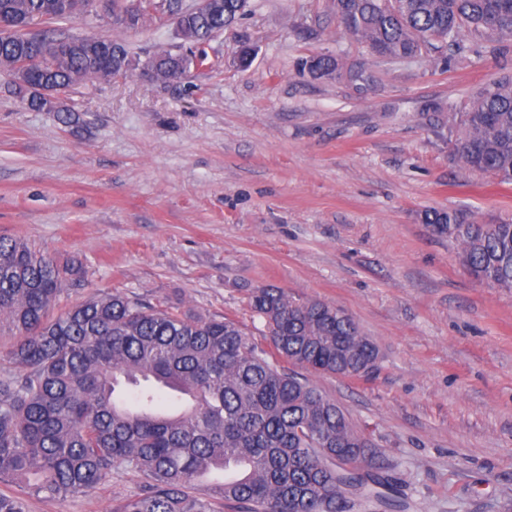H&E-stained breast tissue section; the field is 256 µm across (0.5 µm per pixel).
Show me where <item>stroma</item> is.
Masks as SVG:
<instances>
[{"instance_id": "obj_1", "label": "stroma", "mask_w": 512, "mask_h": 512, "mask_svg": "<svg viewBox=\"0 0 512 512\" xmlns=\"http://www.w3.org/2000/svg\"><path fill=\"white\" fill-rule=\"evenodd\" d=\"M126 42L140 58L179 46L172 21L129 31L104 14L60 24ZM256 49L248 69L238 41ZM362 49L331 0H248L206 46L209 66L160 83L139 72L78 85L30 109L0 72V237L73 268L63 311L119 291L252 334L251 289L344 309L378 347L368 374H311L373 442L404 512H502L512 497V291L475 281L422 223L453 209L512 219V185L464 167L449 113L499 71L489 52L369 68L372 91L318 78L311 57ZM72 117H64V110ZM113 475L28 512H110L138 493Z\"/></svg>"}]
</instances>
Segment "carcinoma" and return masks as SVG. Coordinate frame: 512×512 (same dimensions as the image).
Listing matches in <instances>:
<instances>
[{
  "label": "carcinoma",
  "mask_w": 512,
  "mask_h": 512,
  "mask_svg": "<svg viewBox=\"0 0 512 512\" xmlns=\"http://www.w3.org/2000/svg\"><path fill=\"white\" fill-rule=\"evenodd\" d=\"M0 0V71L37 110L85 80L110 82L138 69L163 82L189 77L181 49L136 59L107 37L48 33L45 24L102 9L138 31L168 14L195 46L233 26L248 0ZM338 25L365 55L389 65L453 53L512 52V0H332ZM319 78L367 92L374 75L339 55L306 62ZM454 156L470 170L512 184V71L477 88L448 116ZM423 223L459 247L479 283L512 290V222L479 224L456 210ZM72 270L21 239L0 237V332L13 343L0 377V512H27L26 498L96 488L112 473L141 479L138 494L111 512H347L350 497L390 486L377 456L334 399L306 376H363L377 348L344 310L300 301L281 288L252 290L268 346L227 317L199 318L121 292L96 293L55 316ZM224 471L209 497L191 493L200 474Z\"/></svg>",
  "instance_id": "cac0c4a2"
}]
</instances>
